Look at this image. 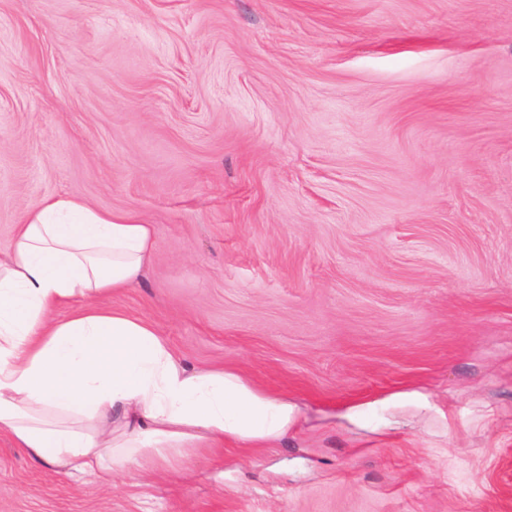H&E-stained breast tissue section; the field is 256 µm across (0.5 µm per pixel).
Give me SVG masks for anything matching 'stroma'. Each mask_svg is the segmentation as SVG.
<instances>
[{
	"label": "stroma",
	"instance_id": "stroma-1",
	"mask_svg": "<svg viewBox=\"0 0 512 512\" xmlns=\"http://www.w3.org/2000/svg\"><path fill=\"white\" fill-rule=\"evenodd\" d=\"M59 195L300 421L108 486L0 436V512H512V0H0L1 255Z\"/></svg>",
	"mask_w": 512,
	"mask_h": 512
}]
</instances>
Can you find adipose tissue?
Wrapping results in <instances>:
<instances>
[{"instance_id": "adipose-tissue-1", "label": "adipose tissue", "mask_w": 512, "mask_h": 512, "mask_svg": "<svg viewBox=\"0 0 512 512\" xmlns=\"http://www.w3.org/2000/svg\"><path fill=\"white\" fill-rule=\"evenodd\" d=\"M153 225L55 196L27 211L0 256V435L37 462L112 482L116 468L266 448L296 405L232 370L185 365L151 322L106 299L142 276ZM72 306L56 319L55 310Z\"/></svg>"}]
</instances>
